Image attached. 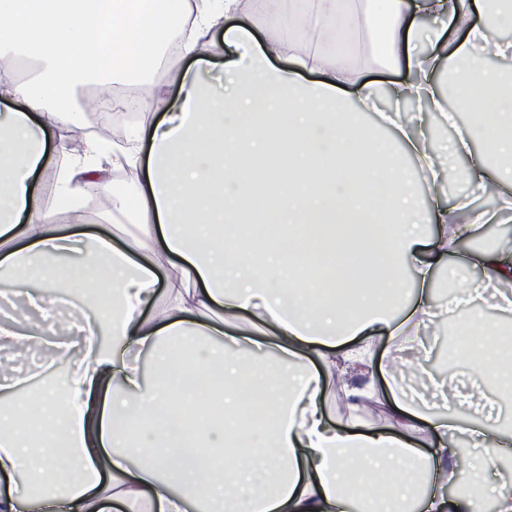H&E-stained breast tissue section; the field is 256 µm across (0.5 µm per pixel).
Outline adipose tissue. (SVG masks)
<instances>
[{"label": "adipose tissue", "mask_w": 512, "mask_h": 512, "mask_svg": "<svg viewBox=\"0 0 512 512\" xmlns=\"http://www.w3.org/2000/svg\"><path fill=\"white\" fill-rule=\"evenodd\" d=\"M267 2L224 0L216 16L205 0H0V298L47 309L24 329L0 323V352L70 331L81 340L40 372L0 374V478L26 487L0 492V512H468L424 483L462 462L455 437L512 455V434L490 440L487 426L392 381L390 430L335 426L324 412L327 374H367L380 340L391 380L403 340L438 317V258L512 213V173L499 171L512 166V72L486 64L512 57V41L490 38L512 29V0H315L310 12L302 0ZM174 27L181 49L169 56ZM217 27L230 76L220 94L201 79ZM451 57L462 74L450 100L437 76ZM163 63L183 72L177 92L152 78ZM393 64L411 74L392 88L397 100L430 102L447 122L472 116L451 153H472L466 177L479 192L496 186L495 211L462 201L422 211L395 145L434 183L447 182L449 153L401 113L385 117L389 140L348 108L354 87L361 109H374L381 91L363 69ZM305 71L317 81L302 82ZM92 81L142 90L152 115L123 153L142 173L133 194L106 178L98 140L69 152L63 188L40 179L75 110L71 88ZM273 153L271 188L251 170ZM352 157L362 161L354 173L342 166ZM88 196L130 217L125 247L83 232ZM257 222L276 237L262 250ZM352 223L384 225V246L356 260L342 232ZM473 269L489 288L512 281V247L468 255L448 277ZM460 334L458 357L479 354L476 378L500 382L497 326L484 324L477 341ZM177 341L194 349L190 367L173 360ZM144 354L156 358L149 375ZM43 374L53 382L39 384ZM192 377L205 394L186 415ZM25 412L39 429L20 424ZM418 430L429 448L413 441ZM384 470L390 483L375 484Z\"/></svg>", "instance_id": "adipose-tissue-1"}]
</instances>
